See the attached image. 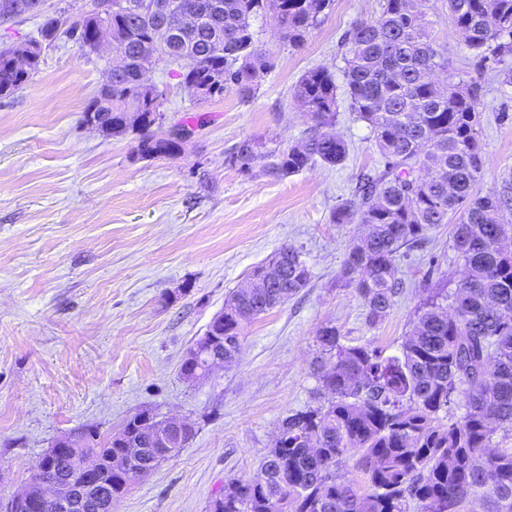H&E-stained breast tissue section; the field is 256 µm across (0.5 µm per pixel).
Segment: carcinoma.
Masks as SVG:
<instances>
[{
  "label": "carcinoma",
  "mask_w": 512,
  "mask_h": 512,
  "mask_svg": "<svg viewBox=\"0 0 512 512\" xmlns=\"http://www.w3.org/2000/svg\"><path fill=\"white\" fill-rule=\"evenodd\" d=\"M112 12V29L126 57L112 87L102 86L83 113L101 112L112 135H135L142 159L172 158L177 139L157 138L160 104L143 101L138 59L162 17L138 13L143 0ZM203 18L191 50L173 44L163 61L179 66V85L200 100L234 91L253 96L271 60L255 47L253 22L270 0H186ZM279 31L302 45L333 0H278ZM426 0H383L378 18L359 21L346 34L343 85L325 68L307 71L295 97L314 121L301 147L270 154L268 168L286 177L316 163L335 166L348 155L333 125L339 99L350 101L367 124L383 168L364 175L354 199L336 208V224H362L366 236L351 248L340 271L366 310V322L383 321L403 293L398 262L422 246L442 224L454 225L451 248L466 269L455 289L427 288L414 309V326L397 355L383 356L369 344H345L332 324L319 328L320 356L313 363L318 400L291 410L262 461L257 479H230L212 503L213 512H512V446L494 440L512 434V252L501 243L512 236V183L481 195V87L472 77L432 71L446 68L425 21ZM448 11L477 62H490L512 86V0H448ZM96 16L70 21L58 11L45 18L40 38L22 43L29 70L0 51V98L12 96L38 70L44 47L62 36L92 46ZM141 100V124L124 108ZM259 144L244 142L232 159L251 168ZM311 279L302 253L282 247L255 266L247 285L235 289L209 323L196 349L232 361L241 346L240 321L258 317L298 295ZM462 410L456 414L455 410ZM73 448L112 466V485L102 498L128 490L126 474L175 458L178 448H148L133 460L98 430ZM365 475L360 487L340 473L342 465Z\"/></svg>",
  "instance_id": "1"
}]
</instances>
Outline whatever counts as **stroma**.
Wrapping results in <instances>:
<instances>
[{
    "instance_id": "35a3bbf8",
    "label": "stroma",
    "mask_w": 512,
    "mask_h": 512,
    "mask_svg": "<svg viewBox=\"0 0 512 512\" xmlns=\"http://www.w3.org/2000/svg\"><path fill=\"white\" fill-rule=\"evenodd\" d=\"M381 4L334 0L299 47L271 20L255 22L256 45L275 67L247 100L228 91L197 102L171 68L152 66L147 79L163 90L165 114L155 135L179 122L194 130L174 158H138L132 137L82 124L115 55L57 42L26 85L0 98V499L30 479L56 439L88 426L114 433L150 409L196 433L112 512H211L225 480L258 474L288 411L312 403L321 325L393 355L424 287H456L464 269L449 224L401 259L404 293L378 325L366 324L361 299L339 282L363 228L332 214L381 165L348 105L335 126L349 146L342 164L287 177L267 168L268 153L301 143L314 126L294 98L300 77L315 67L340 74L347 32L377 18ZM427 18L449 72L479 75L478 188L498 192L512 177V87L497 71H476L445 0H429ZM253 140L261 154L244 172L230 154ZM284 246L302 252L308 287L245 324L236 362L183 379L184 356L231 292Z\"/></svg>"
}]
</instances>
